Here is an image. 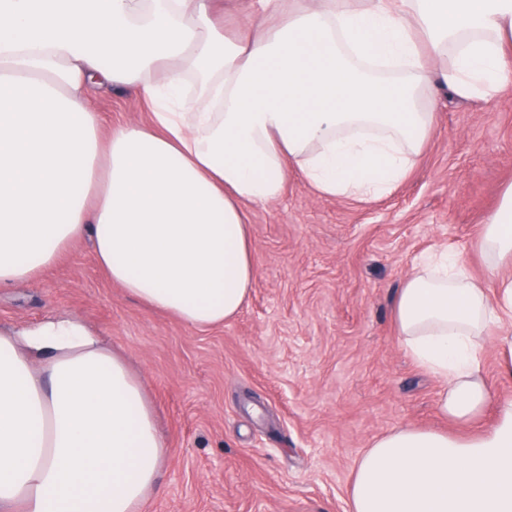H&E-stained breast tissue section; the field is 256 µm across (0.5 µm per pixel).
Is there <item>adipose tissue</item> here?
Segmentation results:
<instances>
[{
  "mask_svg": "<svg viewBox=\"0 0 512 512\" xmlns=\"http://www.w3.org/2000/svg\"><path fill=\"white\" fill-rule=\"evenodd\" d=\"M229 37L210 0H0V287L90 237L112 282L195 327L245 304L255 275L246 205L291 173L327 197L380 198L435 124L429 91L512 88V0H257ZM276 18L267 26L266 18ZM151 108L103 132L91 88ZM477 279L452 247L399 288L393 321L469 436L403 426L360 456L349 512H512V186L482 225ZM46 354L40 371L31 352ZM167 454L142 385L71 321L26 345L0 334V512H140ZM484 372L496 396L510 394L512 396V378L503 379L500 377L497 368V352L491 342L486 345L484 351Z\"/></svg>",
  "mask_w": 512,
  "mask_h": 512,
  "instance_id": "ef3b65f1",
  "label": "adipose tissue"
}]
</instances>
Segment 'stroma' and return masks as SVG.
Returning a JSON list of instances; mask_svg holds the SVG:
<instances>
[{"label": "stroma", "instance_id": "stroma-1", "mask_svg": "<svg viewBox=\"0 0 512 512\" xmlns=\"http://www.w3.org/2000/svg\"><path fill=\"white\" fill-rule=\"evenodd\" d=\"M433 134L378 200L329 198L292 174L248 209L255 276L233 319L209 328L146 307L112 283L88 240L37 278L0 288V328L74 321L123 353L154 405L167 454L142 512H347L374 438L448 429L440 380L401 346L398 288L426 253L458 247L484 277L478 232L512 185V91H434ZM103 129L142 126L145 103L93 93Z\"/></svg>", "mask_w": 512, "mask_h": 512}]
</instances>
